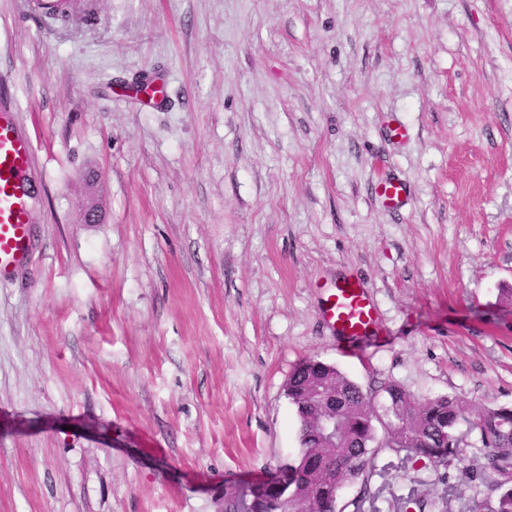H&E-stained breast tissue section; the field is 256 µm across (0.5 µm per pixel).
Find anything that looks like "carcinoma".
<instances>
[{
  "label": "carcinoma",
  "instance_id": "1",
  "mask_svg": "<svg viewBox=\"0 0 512 512\" xmlns=\"http://www.w3.org/2000/svg\"><path fill=\"white\" fill-rule=\"evenodd\" d=\"M325 383L328 402L311 403L313 382ZM389 398L384 435L378 437V419L372 396L337 366L310 358L292 373L287 396L299 420V451L273 477L232 495L227 512H367L378 493L371 491L376 472V449L390 448L406 459L450 464L460 459L464 438L456 431L465 420L487 450L485 463L464 473L487 491L486 512H512V405H466L454 396L419 400L395 383L384 385ZM327 418L336 420V432L318 435ZM360 484L358 494L338 507L334 489Z\"/></svg>",
  "mask_w": 512,
  "mask_h": 512
}]
</instances>
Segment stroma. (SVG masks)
<instances>
[{
	"label": "stroma",
	"instance_id": "obj_1",
	"mask_svg": "<svg viewBox=\"0 0 512 512\" xmlns=\"http://www.w3.org/2000/svg\"><path fill=\"white\" fill-rule=\"evenodd\" d=\"M88 2L0 0L37 188L0 280V512H225L297 455L313 357L379 409L390 382L512 405V0ZM342 278L381 316L351 344L322 313ZM458 432L446 467L379 449L377 512H474ZM378 197L386 208L402 207L407 200L406 186L397 178L383 181L378 187Z\"/></svg>",
	"mask_w": 512,
	"mask_h": 512
}]
</instances>
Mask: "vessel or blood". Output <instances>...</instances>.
<instances>
[{
  "label": "vessel or blood",
  "mask_w": 512,
  "mask_h": 512,
  "mask_svg": "<svg viewBox=\"0 0 512 512\" xmlns=\"http://www.w3.org/2000/svg\"><path fill=\"white\" fill-rule=\"evenodd\" d=\"M33 148L7 108L0 107V278L29 259L32 204L36 191L29 179ZM378 196L389 209L407 200L405 184L396 178L380 183ZM323 316L338 338L354 341L379 325L372 297L347 278L330 289Z\"/></svg>",
  "instance_id": "b4317fda"
}]
</instances>
